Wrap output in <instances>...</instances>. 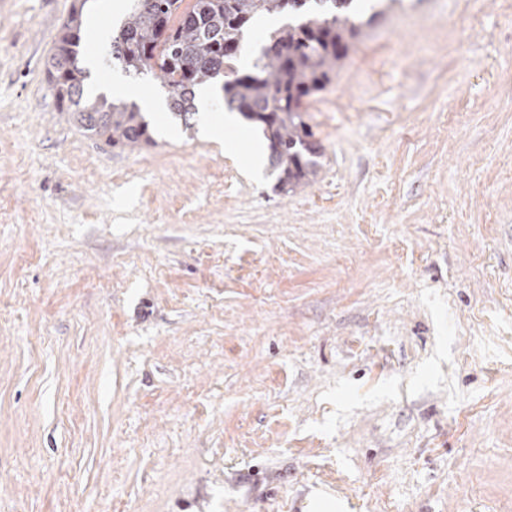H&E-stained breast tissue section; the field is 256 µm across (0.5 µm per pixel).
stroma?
<instances>
[{
	"mask_svg": "<svg viewBox=\"0 0 512 512\" xmlns=\"http://www.w3.org/2000/svg\"><path fill=\"white\" fill-rule=\"evenodd\" d=\"M73 5L0 0V512H512V0L364 27L288 193L246 119L58 111ZM84 16L86 94L167 101ZM88 0H79L62 25L55 53L47 68L49 89L58 110L70 112L76 124L112 147L141 148L153 142L149 125L139 107L124 99L83 100L87 71L81 49L86 37L83 10Z\"/></svg>",
	"mask_w": 512,
	"mask_h": 512,
	"instance_id": "obj_1",
	"label": "stroma"
}]
</instances>
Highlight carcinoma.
<instances>
[{
    "instance_id": "carcinoma-1",
    "label": "carcinoma",
    "mask_w": 512,
    "mask_h": 512,
    "mask_svg": "<svg viewBox=\"0 0 512 512\" xmlns=\"http://www.w3.org/2000/svg\"><path fill=\"white\" fill-rule=\"evenodd\" d=\"M353 0H133L112 32V65L137 79L151 75L169 88L171 108L190 127L195 88L224 80V104L257 123L268 142V162L284 192L312 182L321 145L304 120V100L325 89L361 35L351 15ZM79 0L62 25L47 68L58 110L113 147L135 149L153 142L139 107L124 99H83L86 37ZM288 16L249 68L238 67L244 29L255 18Z\"/></svg>"
}]
</instances>
